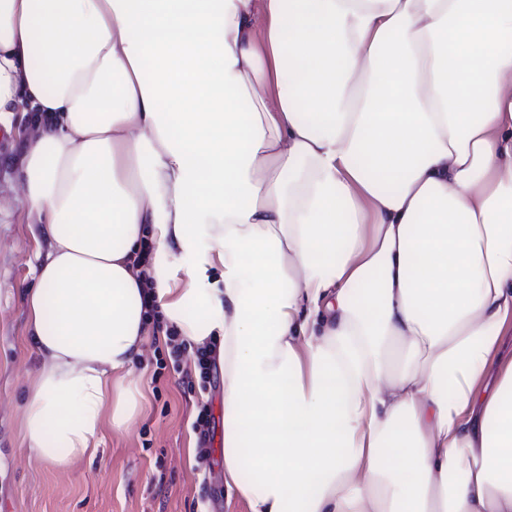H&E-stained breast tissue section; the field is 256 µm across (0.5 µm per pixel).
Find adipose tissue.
Listing matches in <instances>:
<instances>
[{
	"mask_svg": "<svg viewBox=\"0 0 512 512\" xmlns=\"http://www.w3.org/2000/svg\"><path fill=\"white\" fill-rule=\"evenodd\" d=\"M18 112L31 455L127 429L149 298L248 512H512V0H0Z\"/></svg>",
	"mask_w": 512,
	"mask_h": 512,
	"instance_id": "adipose-tissue-1",
	"label": "adipose tissue"
}]
</instances>
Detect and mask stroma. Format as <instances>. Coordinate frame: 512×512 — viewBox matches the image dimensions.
Masks as SVG:
<instances>
[{
    "mask_svg": "<svg viewBox=\"0 0 512 512\" xmlns=\"http://www.w3.org/2000/svg\"><path fill=\"white\" fill-rule=\"evenodd\" d=\"M18 145L0 139V512H247L228 499L222 460L223 403L217 388L186 387L196 348L173 363L163 336L150 337L140 365L143 407L127 430L105 432L94 458L61 471L34 460L20 435L24 393L39 357L27 337L24 291L35 283L39 254L47 250L28 223L19 197ZM209 405L212 463H190L197 446L199 409Z\"/></svg>",
    "mask_w": 512,
    "mask_h": 512,
    "instance_id": "1",
    "label": "stroma"
}]
</instances>
